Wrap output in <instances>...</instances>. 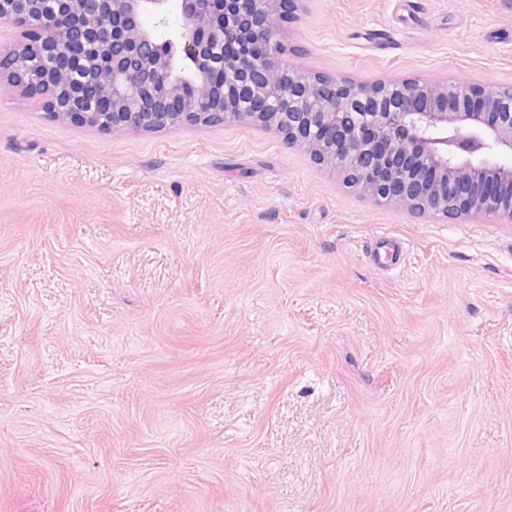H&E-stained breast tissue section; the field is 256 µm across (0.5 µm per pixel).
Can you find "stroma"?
Segmentation results:
<instances>
[{"label":"stroma","mask_w":512,"mask_h":512,"mask_svg":"<svg viewBox=\"0 0 512 512\" xmlns=\"http://www.w3.org/2000/svg\"><path fill=\"white\" fill-rule=\"evenodd\" d=\"M281 39L512 86V0H297ZM0 512H512V223L374 204L247 123L103 133L0 84Z\"/></svg>","instance_id":"stroma-1"}]
</instances>
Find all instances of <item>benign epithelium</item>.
Masks as SVG:
<instances>
[{
    "mask_svg": "<svg viewBox=\"0 0 512 512\" xmlns=\"http://www.w3.org/2000/svg\"><path fill=\"white\" fill-rule=\"evenodd\" d=\"M294 8L295 0H0V24L22 36L0 53V81L42 99L55 120L104 132L249 122L372 202L417 217L512 223V86L287 68L279 30Z\"/></svg>",
    "mask_w": 512,
    "mask_h": 512,
    "instance_id": "7a95c632",
    "label": "benign epithelium"
}]
</instances>
